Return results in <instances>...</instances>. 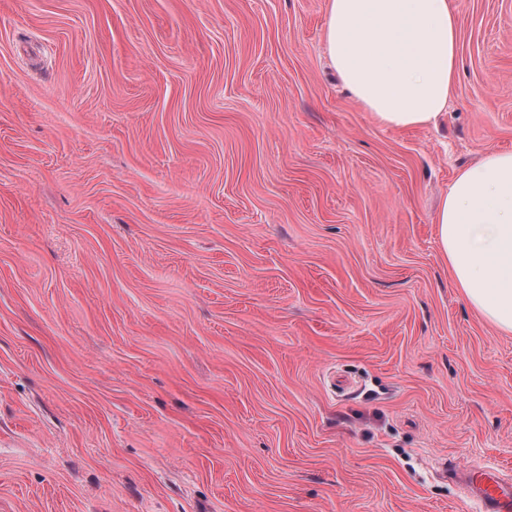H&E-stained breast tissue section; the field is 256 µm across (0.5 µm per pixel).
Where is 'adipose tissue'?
Returning a JSON list of instances; mask_svg holds the SVG:
<instances>
[{
  "label": "adipose tissue",
  "mask_w": 512,
  "mask_h": 512,
  "mask_svg": "<svg viewBox=\"0 0 512 512\" xmlns=\"http://www.w3.org/2000/svg\"><path fill=\"white\" fill-rule=\"evenodd\" d=\"M323 42L329 65L378 124L423 127L446 110L461 59L451 0H328ZM435 224L457 287L512 333V151L461 169Z\"/></svg>",
  "instance_id": "obj_1"
}]
</instances>
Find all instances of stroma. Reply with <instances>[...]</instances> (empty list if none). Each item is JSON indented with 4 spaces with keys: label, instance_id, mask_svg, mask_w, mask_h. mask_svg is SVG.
Here are the masks:
<instances>
[{
    "label": "stroma",
    "instance_id": "stroma-1",
    "mask_svg": "<svg viewBox=\"0 0 512 512\" xmlns=\"http://www.w3.org/2000/svg\"><path fill=\"white\" fill-rule=\"evenodd\" d=\"M378 125L326 0H0V512H480L512 334L433 224L512 151V0Z\"/></svg>",
    "mask_w": 512,
    "mask_h": 512
}]
</instances>
